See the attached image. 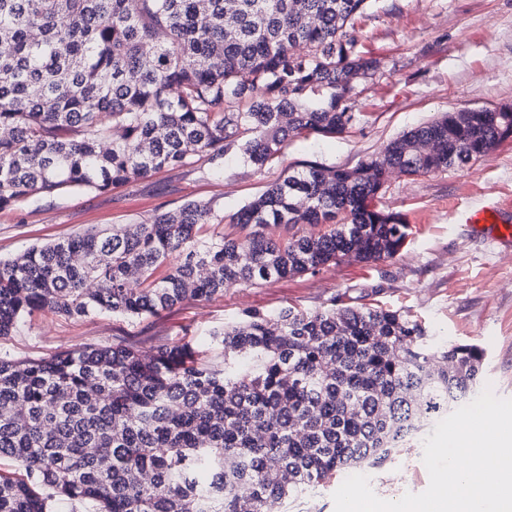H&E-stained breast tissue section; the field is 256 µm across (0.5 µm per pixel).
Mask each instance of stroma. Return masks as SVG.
Instances as JSON below:
<instances>
[{
	"mask_svg": "<svg viewBox=\"0 0 512 512\" xmlns=\"http://www.w3.org/2000/svg\"><path fill=\"white\" fill-rule=\"evenodd\" d=\"M361 43L380 61L375 76L353 81L358 118L336 137L314 133L288 139L257 169L238 149L167 167L121 187L54 193L31 205L0 211V260L35 245L89 229L137 224L190 201L228 216L261 195L289 166L315 162L352 168L387 143L441 113L512 107V0H374ZM512 206V138L483 160L425 176H393L375 200L413 227L394 259L342 261L260 287L231 286L223 296L187 301L147 319L108 312L65 319L48 312L25 317L0 338V357L38 359L85 346L125 344L150 354L156 347L205 341L243 312L272 313L293 305L318 310L332 299L357 305L371 299L418 314L435 341L476 344L486 351L483 385L512 398V244L470 235L460 212L489 202ZM374 493L395 501L429 485L423 443L368 470Z\"/></svg>",
	"mask_w": 512,
	"mask_h": 512,
	"instance_id": "35a3bbf8",
	"label": "stroma"
}]
</instances>
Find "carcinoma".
<instances>
[{
    "label": "carcinoma",
    "instance_id": "carcinoma-1",
    "mask_svg": "<svg viewBox=\"0 0 512 512\" xmlns=\"http://www.w3.org/2000/svg\"><path fill=\"white\" fill-rule=\"evenodd\" d=\"M372 0H0V210L107 191L237 147L261 169L304 132L357 119L350 76ZM512 110L452 113L352 169L307 163L229 217L188 202L139 224L0 261V337L24 316L146 319L230 285L394 258L412 229L368 203L387 171L485 158ZM434 152L422 151L425 142ZM311 230L305 231L303 227ZM274 228L286 236L275 238ZM485 351L434 341L379 302L248 311L208 348L82 347L0 359V512H270L358 467L381 468L458 409Z\"/></svg>",
    "mask_w": 512,
    "mask_h": 512
}]
</instances>
